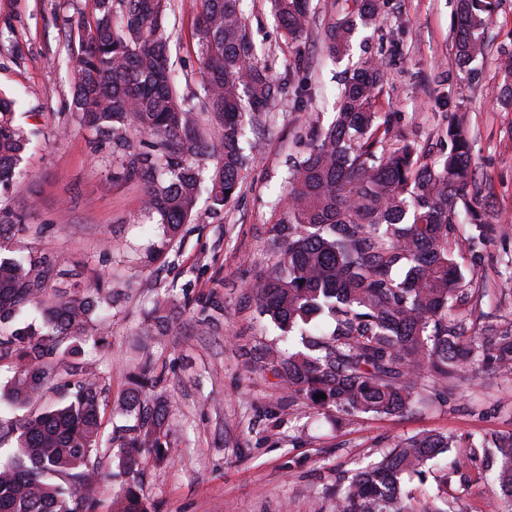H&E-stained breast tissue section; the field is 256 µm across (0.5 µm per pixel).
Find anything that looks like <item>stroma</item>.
I'll return each instance as SVG.
<instances>
[{
	"mask_svg": "<svg viewBox=\"0 0 512 512\" xmlns=\"http://www.w3.org/2000/svg\"><path fill=\"white\" fill-rule=\"evenodd\" d=\"M170 62L180 93L195 89L199 62L193 0H174ZM311 23L297 42L284 38L268 0H242L252 37L273 75L294 56L312 98L298 108L282 99L254 124L260 144L241 193L211 218L207 198L180 235L154 259L157 224L142 217L144 187L113 182L107 152H92L90 134L67 115L72 108L77 40L61 21L67 0H0V91L17 101V124L36 126L25 175L7 202L39 225L40 233L12 231L10 245L67 256L83 282L111 280L119 301L109 312L100 344L87 345L102 390L105 433L130 425L121 406L130 376L152 363L154 398L166 405V456L145 457L139 493L154 512H336V479L379 459L393 441L419 432L479 436L512 432V375L465 366L447 399L399 415L335 419L306 400L289 399L269 370L265 352L279 331L260 319L253 293L277 261L269 227L290 159L302 156L317 130L334 116L345 63L328 59L324 31L349 12L353 0H312ZM456 0H389L379 24L355 34L351 60L375 55L386 81L377 110L394 135L415 140L438 157L449 124L472 141L476 188L497 233L477 263L462 259L465 288L485 284L482 309L498 326H512V110L494 94L502 83L500 49H512V0L486 31L490 43L475 76L459 69L453 28ZM224 306L218 325L203 321L188 297ZM171 314L158 331L148 314ZM493 458L479 456L464 474H451L448 497L456 512H505L488 483Z\"/></svg>",
	"mask_w": 512,
	"mask_h": 512,
	"instance_id": "stroma-1",
	"label": "stroma"
}]
</instances>
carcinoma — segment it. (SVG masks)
<instances>
[{
    "mask_svg": "<svg viewBox=\"0 0 512 512\" xmlns=\"http://www.w3.org/2000/svg\"><path fill=\"white\" fill-rule=\"evenodd\" d=\"M366 25L384 0H355ZM501 0H458L456 58L463 71L485 57V31ZM284 35L297 41L311 22V0H271ZM199 91L178 92L168 57L172 0H95L94 19L67 16L81 37L75 60L70 120L92 133L95 148L112 156V178L145 185L144 211L176 238L196 213L202 192L220 215L241 192L251 157L247 128L275 100L309 101L298 79L299 59L276 78L262 61L241 0H196ZM356 31L340 19L328 25L325 49L349 55ZM504 84L496 96L512 106V54L500 57ZM385 71L375 59L351 66L340 83L334 118L285 176L282 214L270 232L277 267L259 289L258 309L300 347L273 355L271 370L291 398L327 414L393 415L426 402L418 382L448 395L464 363L512 372V329L488 322L480 335L456 313L463 274L451 239L465 213L472 257L485 244L488 215L473 185L471 147L450 125V150L429 161L412 141L392 139L375 111ZM206 114L212 130L199 131ZM32 132L15 123L14 101L0 97V188L23 171ZM23 222L0 209V251L5 231ZM78 276L66 258L30 250L0 254V360L14 373L0 388L16 420L0 418V445L15 448L0 460V512H96L93 497L102 464L118 459L125 477L117 512H150L136 490L144 456L165 457V408L147 397L150 378L135 376L124 400L135 423L118 437L101 435V391L80 368L83 345L99 334L102 312L112 307V286L97 278L80 291L62 284ZM72 398L38 410L51 387L69 385ZM326 395L316 399L314 395ZM456 449L463 469L479 451L500 460L496 491L512 512V434L463 440L421 432L389 445L381 459L336 488V512H454L448 474L438 479L436 504L418 511L404 490L424 484L431 461Z\"/></svg>",
    "mask_w": 512,
    "mask_h": 512,
    "instance_id": "carcinoma-1",
    "label": "carcinoma"
}]
</instances>
